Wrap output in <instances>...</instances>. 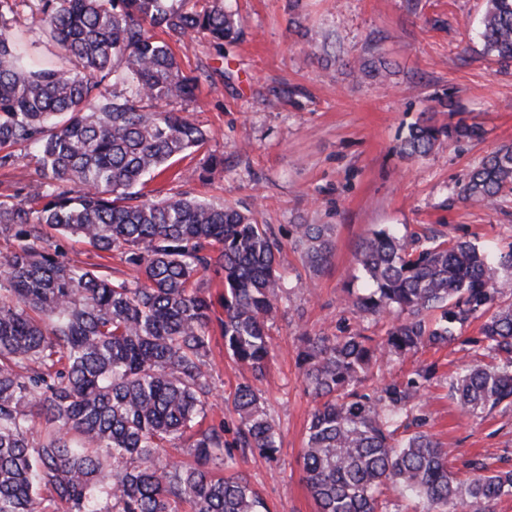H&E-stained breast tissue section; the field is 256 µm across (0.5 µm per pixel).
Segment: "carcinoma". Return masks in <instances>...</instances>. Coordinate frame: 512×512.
<instances>
[{"label": "carcinoma", "instance_id": "cac0c4a2", "mask_svg": "<svg viewBox=\"0 0 512 512\" xmlns=\"http://www.w3.org/2000/svg\"><path fill=\"white\" fill-rule=\"evenodd\" d=\"M33 2L40 36L60 49L39 64L20 52L19 6ZM188 36L219 56L243 36L224 0H0V169L34 150L35 177L0 194V512H270L243 476L221 474L233 450L274 460L280 431L250 384L239 423H208L211 328L256 375L271 356L268 323L293 287L284 240L315 272L333 250L328 224L258 222L231 203L180 190L145 192L200 152L207 131L174 105L194 100L205 73L184 72L170 46ZM482 53L512 62V0H487ZM477 123L428 116L395 146L403 159L480 137ZM512 194V145L484 157L458 195L486 208ZM135 270L116 278L65 258L51 234ZM369 288L364 315L396 313L384 336H302L311 414L302 469L317 512H388L392 485L414 512H492L512 496V471L468 463L423 430L419 395L436 373L370 390L369 368L454 344L481 321L478 359L449 384L468 417L512 407V248L497 257L461 238L372 230L355 252ZM217 287L220 292L213 293ZM44 427L37 428L39 420ZM186 444L189 460L163 461Z\"/></svg>", "mask_w": 512, "mask_h": 512}]
</instances>
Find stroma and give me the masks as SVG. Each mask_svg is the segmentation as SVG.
I'll return each mask as SVG.
<instances>
[{
    "label": "stroma",
    "mask_w": 512,
    "mask_h": 512,
    "mask_svg": "<svg viewBox=\"0 0 512 512\" xmlns=\"http://www.w3.org/2000/svg\"><path fill=\"white\" fill-rule=\"evenodd\" d=\"M245 19L242 41L216 55L201 38L179 48L185 69L207 66L188 110L209 132L185 191L256 211L263 224H329L334 249L327 266L310 270L292 245L280 256L293 290L288 309L269 327L273 354L262 377L233 361L220 334L211 341L214 391L208 417L237 423L234 393L254 386L280 427L276 460L235 453L226 474H243L274 512H317L303 480L302 450L316 406L303 384L302 334L333 336L367 326L383 335L388 317L363 322L352 307L366 280L354 253L379 225L422 235L434 228L498 251L512 245V195L487 209L461 200L456 187L487 154L512 144V65L481 55L475 36L486 0H231ZM381 59L383 79L357 76L353 61ZM481 124L480 139L446 142L408 161L394 147L422 114ZM471 325L448 348L374 369L372 385L407 380L436 363L427 383L426 431L453 448L458 479L467 461L512 470V409L466 418L448 392L457 369L474 355Z\"/></svg>",
    "instance_id": "obj_1"
}]
</instances>
